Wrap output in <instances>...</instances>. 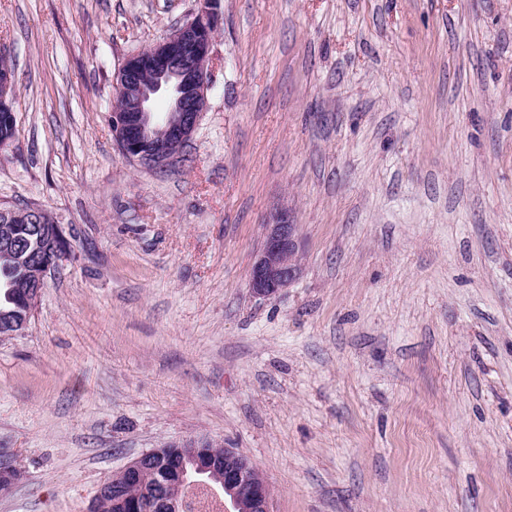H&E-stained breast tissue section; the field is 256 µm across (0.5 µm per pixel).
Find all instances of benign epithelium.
Wrapping results in <instances>:
<instances>
[{"label": "benign epithelium", "mask_w": 512, "mask_h": 512, "mask_svg": "<svg viewBox=\"0 0 512 512\" xmlns=\"http://www.w3.org/2000/svg\"><path fill=\"white\" fill-rule=\"evenodd\" d=\"M195 16L172 27L162 38L130 54L113 79L112 138L129 160L145 168L173 165V147L191 141L211 88V47L218 27L217 0H198ZM14 77L0 71V112L14 120ZM18 216L0 210V256L28 260L16 237ZM67 241L60 225L50 231V244L33 264L23 301L34 308L49 274L66 256ZM303 243L299 225L288 211L277 210L265 224L264 243L249 270V287L270 296L292 284L300 274ZM166 458L177 478L178 496L169 497L170 512H185L187 488L202 484L221 488L232 512H270L272 492L258 468L232 448L207 441L150 450L134 459L112 479L139 474L153 458ZM0 475L10 489L21 478L12 455L0 448Z\"/></svg>", "instance_id": "obj_1"}]
</instances>
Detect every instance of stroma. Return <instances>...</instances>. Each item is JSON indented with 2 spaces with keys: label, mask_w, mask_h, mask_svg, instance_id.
<instances>
[{
  "label": "stroma",
  "mask_w": 512,
  "mask_h": 512,
  "mask_svg": "<svg viewBox=\"0 0 512 512\" xmlns=\"http://www.w3.org/2000/svg\"><path fill=\"white\" fill-rule=\"evenodd\" d=\"M197 0H0V209L70 251L0 339V512H89L209 440L271 512H512V0H218L181 161L112 139L125 58ZM299 278L255 295L272 212ZM8 67L10 71L3 70L0 71V135L1 138L5 139L9 136L15 135L16 128V118H15V110H14V65L10 58L1 57L0 56V70L2 68ZM2 112L5 113L6 116L9 117V121L14 120V124L12 126L8 125L5 120H2Z\"/></svg>",
  "instance_id": "obj_1"
}]
</instances>
